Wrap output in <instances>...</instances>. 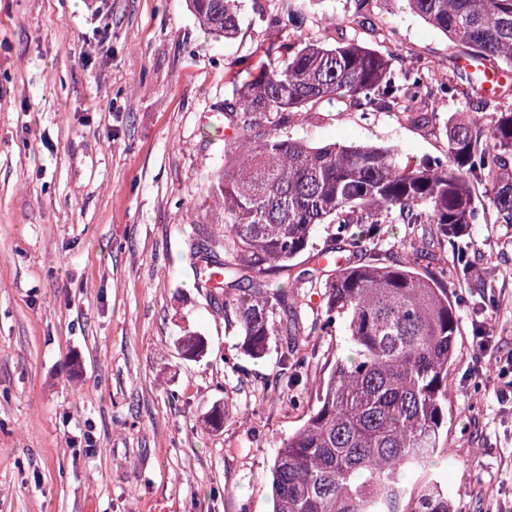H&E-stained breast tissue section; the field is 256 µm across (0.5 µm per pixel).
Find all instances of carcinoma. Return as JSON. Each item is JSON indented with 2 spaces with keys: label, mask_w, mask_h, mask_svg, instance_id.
Returning a JSON list of instances; mask_svg holds the SVG:
<instances>
[{
  "label": "carcinoma",
  "mask_w": 512,
  "mask_h": 512,
  "mask_svg": "<svg viewBox=\"0 0 512 512\" xmlns=\"http://www.w3.org/2000/svg\"><path fill=\"white\" fill-rule=\"evenodd\" d=\"M309 0L286 12H260L273 40L262 60L233 81L224 111L234 135L224 140V167L202 192L212 219L190 247L200 288L221 300L227 327L251 358L285 341L273 389H290L308 372L296 349L306 320L300 290L324 289L314 328L328 333L346 316L351 354L338 358L316 387V405L275 449L272 512H453L437 460L450 461L448 372L456 358L458 317L450 279H467L479 261L470 241L480 221L512 224V85L486 92L482 74L432 81L418 69L395 73L385 55L347 36L372 24L371 0H349L336 17V39L305 41ZM412 13L463 46L467 56L512 70V0H407ZM212 35L240 29L239 0H189ZM468 87L489 127L450 116L441 153L419 162L369 144L314 146L287 135L298 112L338 106L367 116L398 112L424 126L429 113ZM270 129L254 132L261 120ZM486 187L475 197L474 184ZM407 225L398 264H357L355 256L384 242L382 225ZM329 244L314 242L317 226ZM448 247L453 270L434 262ZM289 286L272 274L300 257ZM185 355L206 349L203 336L181 339Z\"/></svg>",
  "instance_id": "carcinoma-1"
}]
</instances>
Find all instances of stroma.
<instances>
[{"mask_svg": "<svg viewBox=\"0 0 512 512\" xmlns=\"http://www.w3.org/2000/svg\"><path fill=\"white\" fill-rule=\"evenodd\" d=\"M243 0L234 39L209 34L186 0H0V512H270L275 448L316 402L314 382L346 354L344 319L301 342L315 353L303 405L267 381L279 350L244 356L189 269L211 215L200 192L224 164L223 111L241 60L266 37ZM347 0H317L302 35L335 38ZM360 43L449 74L463 49L407 7L374 0ZM458 98L417 127L398 113L332 106L296 114L315 145L439 155ZM482 288H453L451 462L461 512H512V225L479 223ZM485 331L505 355L474 345ZM200 335L202 356L179 337ZM239 372H231L230 363ZM238 417L208 428L213 406Z\"/></svg>", "mask_w": 512, "mask_h": 512, "instance_id": "35a3bbf8", "label": "stroma"}]
</instances>
